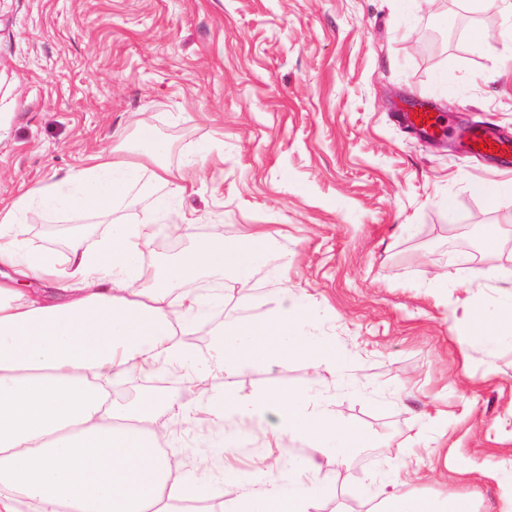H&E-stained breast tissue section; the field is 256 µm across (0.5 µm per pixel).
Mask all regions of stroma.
Returning <instances> with one entry per match:
<instances>
[{"instance_id": "35a3bbf8", "label": "stroma", "mask_w": 512, "mask_h": 512, "mask_svg": "<svg viewBox=\"0 0 512 512\" xmlns=\"http://www.w3.org/2000/svg\"><path fill=\"white\" fill-rule=\"evenodd\" d=\"M477 29L486 41L473 42ZM413 102L449 119L440 144L396 120ZM488 122L512 138V11L501 0H0V200L57 182L101 148L139 146L144 129L168 143L175 172L208 146L158 218L197 224L179 241L156 236L145 265L216 224L230 237L254 224L275 235L249 290L225 278L224 303L195 323L189 351L206 361L225 319L270 314L284 269L349 368L316 375L292 356L199 382L170 367L108 385L110 406L165 393L184 471L230 470L260 493L312 448L269 443L253 426L225 434L195 408L284 382L328 396L376 445L324 464L336 491L311 512L383 506V478L404 458L418 462L410 491L466 497L473 512H492L511 487L486 474L512 456V343H475L460 308L463 283L498 304L512 282V193L490 201L471 189L512 174L464 148L465 127ZM77 221L34 207L21 238L62 254L56 227ZM476 228L501 239L478 262L464 250ZM221 440L222 456H201Z\"/></svg>"}]
</instances>
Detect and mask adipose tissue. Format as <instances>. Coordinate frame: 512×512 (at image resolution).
Instances as JSON below:
<instances>
[{
    "label": "adipose tissue",
    "instance_id": "obj_1",
    "mask_svg": "<svg viewBox=\"0 0 512 512\" xmlns=\"http://www.w3.org/2000/svg\"><path fill=\"white\" fill-rule=\"evenodd\" d=\"M140 137L147 153L135 159L101 150L87 165L48 186L28 188L0 206V512H176L198 500L203 482L182 476L163 446L159 414L166 396L148 393L122 409L103 404L104 386L163 364L198 366L180 338L193 325L200 300L193 284L200 274H233L248 288L253 270L267 260L268 232L254 226L245 240L222 233L186 251L163 270L145 266L144 252L157 233L155 219L170 198L184 192L189 174L161 165L163 143L150 131ZM164 187L135 224H116L95 247L72 239L66 257L51 249L33 251L19 240L30 206L48 212L106 213L133 187ZM184 285V307L175 313L171 289ZM277 308L262 319L226 321L209 364L232 374L246 365L277 364L296 355L315 371L342 373L343 355L330 341L312 335V307L290 289L278 291ZM474 335L487 343L512 335V305L489 317L476 293L463 300ZM218 426L274 418L275 437L305 441L316 454L343 465L354 451L372 447L370 435L337 421L330 402L288 384L251 395H216L198 409ZM226 512H310L332 496L331 482L298 477L273 481L252 495L225 473Z\"/></svg>",
    "mask_w": 512,
    "mask_h": 512
}]
</instances>
